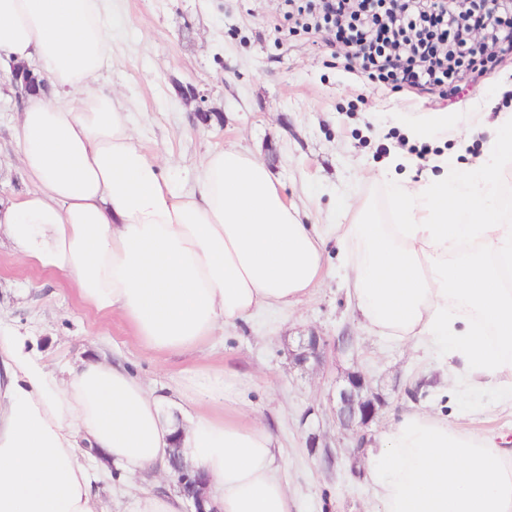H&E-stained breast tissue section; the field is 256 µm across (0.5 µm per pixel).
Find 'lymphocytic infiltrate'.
Returning a JSON list of instances; mask_svg holds the SVG:
<instances>
[{"instance_id":"f902f5d3","label":"lymphocytic infiltrate","mask_w":512,"mask_h":512,"mask_svg":"<svg viewBox=\"0 0 512 512\" xmlns=\"http://www.w3.org/2000/svg\"><path fill=\"white\" fill-rule=\"evenodd\" d=\"M303 28L328 35L350 64L379 81L459 95L499 57L512 54V0L476 44L460 30L456 0H287Z\"/></svg>"}]
</instances>
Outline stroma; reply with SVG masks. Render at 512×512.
Here are the masks:
<instances>
[{
  "mask_svg": "<svg viewBox=\"0 0 512 512\" xmlns=\"http://www.w3.org/2000/svg\"><path fill=\"white\" fill-rule=\"evenodd\" d=\"M283 0H114L117 25L112 66L99 85L121 94L150 154L179 184L192 187L207 155L233 145L263 160L312 224L333 223L346 199L389 211L379 166L390 152L408 158L412 179L426 177L427 160L448 154L471 164L487 143L485 122L512 110V57L453 101L409 86L392 88L348 70L341 49L322 35L291 28ZM0 70V196L30 184L16 160L13 130L19 100ZM193 86L216 119H193ZM431 112L457 113L459 125L408 141L409 125ZM336 247L325 256L327 275L313 294L286 310H266L226 327L205 352L159 356L136 346L119 315L88 310L69 280L25 266L0 247V336H22L52 376L89 354L131 363L150 387L174 389L202 364L228 366L249 409L260 413L283 446L282 476L295 512H373L371 484L350 472L355 445L331 411L330 397L350 371L362 372L387 404L370 426L382 433L409 412H432L466 430L493 432L512 448V405L486 390L455 393L446 361L424 348L380 336L357 319L347 284L335 272ZM317 332L330 343L321 365H299L300 337ZM316 435L319 451L306 440ZM335 461L326 464L325 452ZM171 477H100L95 492L104 512H130L141 489L173 487Z\"/></svg>",
  "mask_w": 512,
  "mask_h": 512,
  "instance_id": "obj_1",
  "label": "stroma"
}]
</instances>
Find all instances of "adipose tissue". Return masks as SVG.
Segmentation results:
<instances>
[{"instance_id":"adipose-tissue-1","label":"adipose tissue","mask_w":512,"mask_h":512,"mask_svg":"<svg viewBox=\"0 0 512 512\" xmlns=\"http://www.w3.org/2000/svg\"><path fill=\"white\" fill-rule=\"evenodd\" d=\"M0 60L39 63L45 82L14 129L34 188L0 201V239L68 277L86 306L120 314L143 349L199 350L255 312L296 306L333 242L363 324L430 343L466 392L512 401L511 112L469 167L436 156L440 175L391 180L394 223L356 204L326 236L235 146L210 153L192 189L174 185L120 97L97 86L112 62L111 0H0ZM237 380L200 366L169 402L106 356L58 380L0 338V512H99V474H171L174 447L209 475L211 512H292L280 439L243 410ZM365 454L379 512H512V450L447 418L405 414Z\"/></svg>"}]
</instances>
